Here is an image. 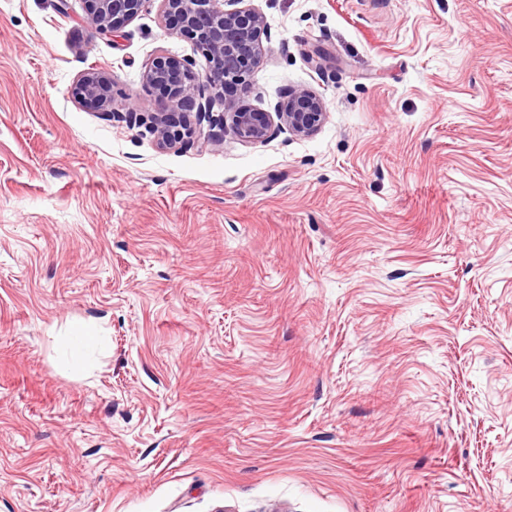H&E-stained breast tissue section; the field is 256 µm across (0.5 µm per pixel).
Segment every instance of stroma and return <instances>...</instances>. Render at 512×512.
Listing matches in <instances>:
<instances>
[{
    "mask_svg": "<svg viewBox=\"0 0 512 512\" xmlns=\"http://www.w3.org/2000/svg\"><path fill=\"white\" fill-rule=\"evenodd\" d=\"M250 3L236 103L307 88L322 127L162 149L115 112L175 111L158 53L209 65L157 0L112 38L0 0V512L512 499V0ZM71 93L82 105L107 110L112 103V80L105 74L92 70L78 79ZM69 337L70 356L73 361H79L84 355L85 350L95 346L101 336L94 328L86 326L84 323H76Z\"/></svg>",
    "mask_w": 512,
    "mask_h": 512,
    "instance_id": "35a3bbf8",
    "label": "stroma"
}]
</instances>
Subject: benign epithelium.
I'll list each match as a JSON object with an SVG mask.
<instances>
[{"instance_id": "7a95c632", "label": "benign epithelium", "mask_w": 512, "mask_h": 512, "mask_svg": "<svg viewBox=\"0 0 512 512\" xmlns=\"http://www.w3.org/2000/svg\"><path fill=\"white\" fill-rule=\"evenodd\" d=\"M148 0H83L90 26L101 35L120 32ZM165 23L188 40L209 61L206 79L192 71V61L160 53L144 71L145 83L165 90L179 111L156 113L130 111L128 117L147 123L162 148L188 144L204 135L218 145L230 134L244 143H262L282 129L297 135L315 133L326 118L324 101L306 88L288 91L286 102L273 112L249 110L224 101L227 92L245 91L248 77L266 53L261 35L264 20L247 0H159ZM82 105L107 109L112 103V80L92 70L72 88Z\"/></svg>"}]
</instances>
